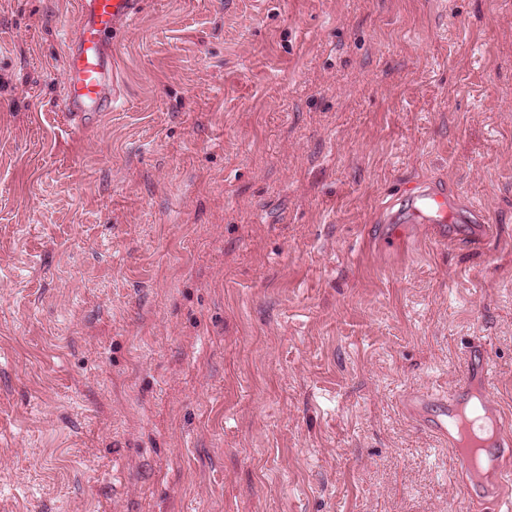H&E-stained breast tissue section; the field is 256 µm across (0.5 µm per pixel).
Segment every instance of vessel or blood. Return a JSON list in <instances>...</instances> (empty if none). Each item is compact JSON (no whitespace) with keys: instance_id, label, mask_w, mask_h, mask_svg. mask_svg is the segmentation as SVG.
<instances>
[{"instance_id":"vessel-or-blood-1","label":"vessel or blood","mask_w":512,"mask_h":512,"mask_svg":"<svg viewBox=\"0 0 512 512\" xmlns=\"http://www.w3.org/2000/svg\"><path fill=\"white\" fill-rule=\"evenodd\" d=\"M140 0H80L77 36L66 54L63 110L74 125L83 126L91 113L112 109V50L108 34L131 22ZM411 219L442 226L455 223L457 209L445 193L420 189L411 192ZM489 361L482 347H471L464 376L452 393L438 397L414 392L403 405L439 441L453 451L462 483L479 487L496 512H512V417L498 407H487L484 418L491 431L481 439L477 456L460 446V425L473 391L486 390Z\"/></svg>"}]
</instances>
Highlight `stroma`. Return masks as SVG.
<instances>
[{
    "mask_svg": "<svg viewBox=\"0 0 512 512\" xmlns=\"http://www.w3.org/2000/svg\"><path fill=\"white\" fill-rule=\"evenodd\" d=\"M78 4L0 0V512H484L402 399L512 414V0H141L85 129ZM413 209L409 220L397 221L396 225L387 228L383 240L404 242V226L401 224H411L413 222H425L441 227L446 224H454L457 221L456 205L448 198L445 193L432 189H419L410 192Z\"/></svg>",
    "mask_w": 512,
    "mask_h": 512,
    "instance_id": "1",
    "label": "stroma"
}]
</instances>
